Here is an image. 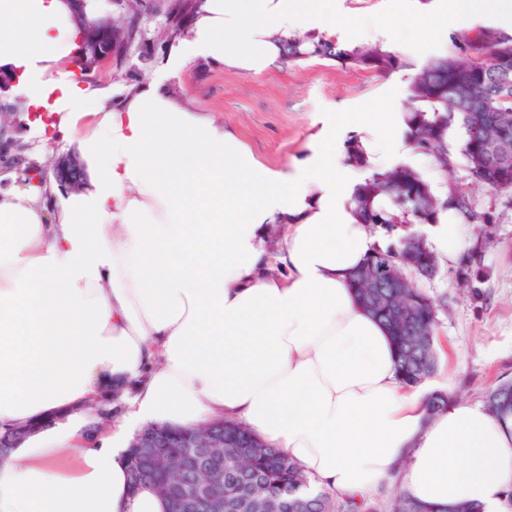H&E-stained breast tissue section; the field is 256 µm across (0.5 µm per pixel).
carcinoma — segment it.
<instances>
[{
  "label": "carcinoma",
  "instance_id": "obj_1",
  "mask_svg": "<svg viewBox=\"0 0 512 512\" xmlns=\"http://www.w3.org/2000/svg\"><path fill=\"white\" fill-rule=\"evenodd\" d=\"M151 11L141 0L126 2V26L130 32L142 29L140 17ZM303 42L288 41V58L319 57L341 64H352L378 75H387L405 67L400 58L379 47L347 50L333 40L318 41L307 51ZM415 151L433 156L439 168L448 173V133L465 135L461 155L468 170L465 184L452 179L433 187L417 172L403 175L398 166L387 172L372 171L352 194L356 216L365 224L381 226L397 233V241L384 250L374 251L365 265L350 274L355 297L363 308L389 329L401 381L417 386L431 377L437 368L436 330L438 309L432 298L413 280L400 289L392 302L374 298L365 288L363 274L404 254L418 238L410 227L432 224L443 211H453L470 224L488 223L486 213L477 209V197L488 192L512 201V156L509 159L483 156L484 143L502 138L512 142V71L500 69L494 56H488L480 75L471 73L468 47L428 62L410 82V97L405 106ZM461 194L448 203L450 191ZM439 267L431 249L411 255V277ZM486 409L499 419L512 417V379H505L486 394ZM165 452L174 462L168 479L183 483L206 481L203 463L189 467L178 459L179 448ZM131 488L158 490L151 462L131 448L127 453ZM224 501V512H260L275 504L277 512H372L365 501L337 500L325 489H317L311 480L279 448H271L246 428L224 422V486L212 490ZM388 512H433L406 490L395 494Z\"/></svg>",
  "mask_w": 512,
  "mask_h": 512
}]
</instances>
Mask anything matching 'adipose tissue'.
<instances>
[{"label": "adipose tissue", "mask_w": 512, "mask_h": 512, "mask_svg": "<svg viewBox=\"0 0 512 512\" xmlns=\"http://www.w3.org/2000/svg\"><path fill=\"white\" fill-rule=\"evenodd\" d=\"M478 13L512 18V0L437 5L410 45L443 44ZM336 0H204L171 44L162 74L110 97L74 73L70 0H0V70L77 143L87 181L0 190V433L30 434L0 458V512H167L132 491L126 455L153 425L244 424L283 449L316 485L362 496L402 477L433 512H504L512 420L402 384L387 328L349 276L386 239L360 223L352 193L368 169L414 148L395 100L316 123L303 151L271 165L223 117L171 84L196 61L246 74L310 39L384 34ZM357 139L368 169L342 157ZM437 261H458L466 226L418 224ZM128 391L119 420L97 425L100 394Z\"/></svg>", "instance_id": "adipose-tissue-1"}]
</instances>
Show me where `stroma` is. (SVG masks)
I'll list each match as a JSON object with an SVG mask.
<instances>
[{
    "label": "stroma",
    "instance_id": "1",
    "mask_svg": "<svg viewBox=\"0 0 512 512\" xmlns=\"http://www.w3.org/2000/svg\"><path fill=\"white\" fill-rule=\"evenodd\" d=\"M163 63L160 57L143 62L134 49L109 58L87 77L118 91L150 78ZM173 88L203 110L222 113L271 164L299 154L312 124L326 113L355 112L390 93L387 77L317 57L288 60L262 75L199 61ZM16 137L23 156L40 159L45 168L71 149L65 139L40 134L32 123ZM498 214L497 223L472 225L468 238V249L477 250L481 260L480 287H464L455 264L440 266L435 279L419 283L440 307L435 377L450 379L454 392L478 404L500 380L512 378V208ZM452 358L460 363L453 373Z\"/></svg>",
    "mask_w": 512,
    "mask_h": 512
}]
</instances>
